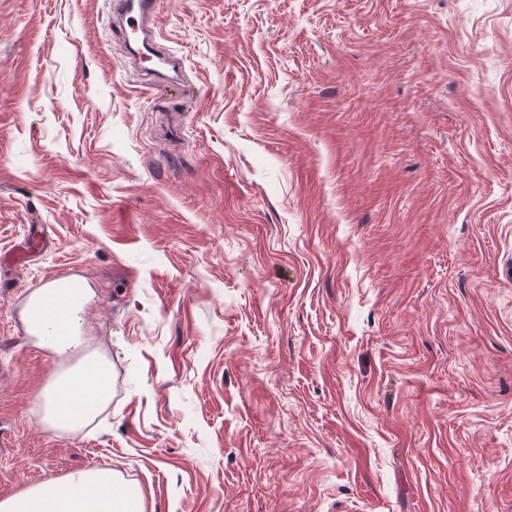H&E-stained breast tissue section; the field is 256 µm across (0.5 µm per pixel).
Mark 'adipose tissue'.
Here are the masks:
<instances>
[{
  "label": "adipose tissue",
  "mask_w": 512,
  "mask_h": 512,
  "mask_svg": "<svg viewBox=\"0 0 512 512\" xmlns=\"http://www.w3.org/2000/svg\"><path fill=\"white\" fill-rule=\"evenodd\" d=\"M111 393L106 362L91 359L61 376L44 395L42 422L65 431L87 421ZM0 512H144L139 489L118 484L111 470L93 469L0 500Z\"/></svg>",
  "instance_id": "adipose-tissue-1"
}]
</instances>
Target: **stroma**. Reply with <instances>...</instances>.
Returning <instances> with one entry per match:
<instances>
[{
	"label": "stroma",
	"instance_id": "1",
	"mask_svg": "<svg viewBox=\"0 0 512 512\" xmlns=\"http://www.w3.org/2000/svg\"><path fill=\"white\" fill-rule=\"evenodd\" d=\"M0 0V500L98 467L145 512H512V0ZM82 278L80 342L20 329ZM96 353L74 431L40 394ZM156 0L111 1L113 29L139 57L152 60L151 78L145 82L151 89L160 87L170 76L163 70L177 71L180 58L159 49L160 38L155 26ZM135 46V47H134Z\"/></svg>",
	"mask_w": 512,
	"mask_h": 512
}]
</instances>
